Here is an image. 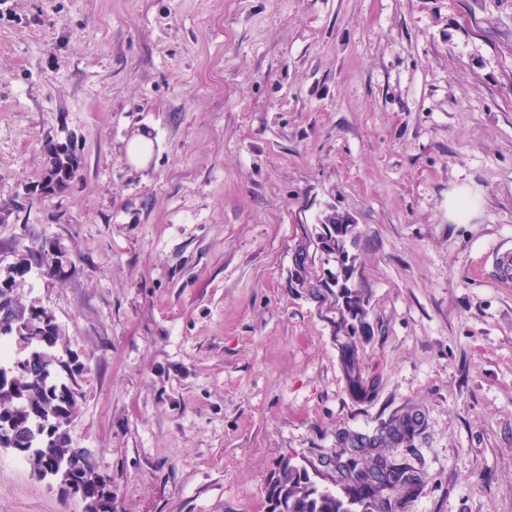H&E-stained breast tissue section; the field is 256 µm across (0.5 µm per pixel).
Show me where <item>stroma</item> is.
<instances>
[{"label": "stroma", "instance_id": "stroma-1", "mask_svg": "<svg viewBox=\"0 0 512 512\" xmlns=\"http://www.w3.org/2000/svg\"><path fill=\"white\" fill-rule=\"evenodd\" d=\"M156 141L129 163L140 131ZM79 167L33 186L46 139ZM479 208L448 221V194ZM372 383L352 395L327 217ZM85 371L69 426L112 512H268L283 459L342 491L350 439L420 475L395 512H512V0H0V266ZM0 451V512H83ZM155 141L146 132H141L130 140L127 145V157L131 164L138 167H146L152 157ZM342 286H344V298H345V304H346V310L345 313H347L348 318L344 314V311L342 313V318L337 324L338 332H343L344 336L348 338V336L354 335L353 333L350 334L349 330L354 329V326L352 325V322L350 321H359L362 323V320L365 315V311L362 307L361 303V296L360 291L357 285L350 283V280H346L344 283H342ZM349 339V338H348ZM417 419L412 416L394 421L384 430L372 437H359L354 440V448H383L388 442L403 440L411 435L416 428Z\"/></svg>", "mask_w": 512, "mask_h": 512}]
</instances>
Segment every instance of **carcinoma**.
Listing matches in <instances>:
<instances>
[{
  "label": "carcinoma",
  "mask_w": 512,
  "mask_h": 512,
  "mask_svg": "<svg viewBox=\"0 0 512 512\" xmlns=\"http://www.w3.org/2000/svg\"><path fill=\"white\" fill-rule=\"evenodd\" d=\"M44 150L48 167L43 184L52 194L68 186L79 162L73 149L52 140L46 141ZM326 229L332 237L341 229L345 242L356 241L355 225L344 223L340 216L332 217ZM34 261L49 264L45 249L29 247L14 263L0 269V345H16L23 352L21 357H0V443L7 440L23 449L21 458L41 479L59 486L72 484L92 498L107 479L96 469L94 450L75 445L69 432L60 427L49 430L78 413L81 372L62 365L59 348L65 347V339L59 325L40 317L45 308L34 302L25 304L19 297ZM342 286L346 316L337 329L348 337L352 321H362L365 311L357 285L347 280ZM341 349L352 391L367 392L356 348L347 341ZM416 424V418L403 417L372 437L357 438L353 447L383 448L409 437ZM338 469L349 481L348 491L342 494L319 485L307 468L289 459L281 462L266 489L269 512H393L384 491L395 486L411 488L418 481L407 468L388 463L381 454L370 465L360 455H351Z\"/></svg>",
  "instance_id": "carcinoma-1"
}]
</instances>
